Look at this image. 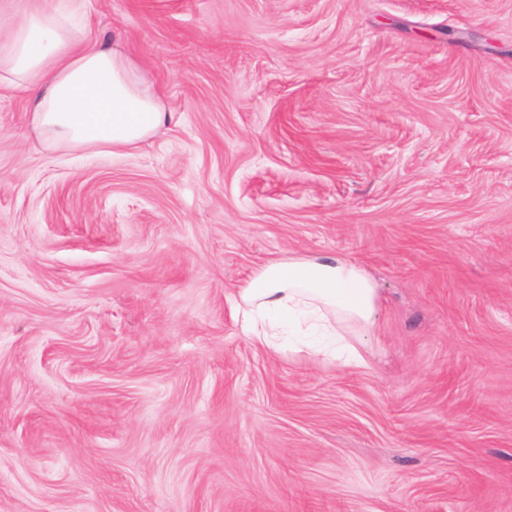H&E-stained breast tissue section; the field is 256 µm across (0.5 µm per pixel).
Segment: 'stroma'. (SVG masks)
<instances>
[{
    "label": "stroma",
    "instance_id": "35a3bbf8",
    "mask_svg": "<svg viewBox=\"0 0 512 512\" xmlns=\"http://www.w3.org/2000/svg\"><path fill=\"white\" fill-rule=\"evenodd\" d=\"M175 120L45 152L0 89V512H512V0H83ZM374 283L366 364L242 329ZM245 329L272 345L270 338L288 333L305 336L308 352L344 357L360 367L365 359L345 337V322L373 326L379 296L360 267L339 256L272 263L239 291Z\"/></svg>",
    "mask_w": 512,
    "mask_h": 512
}]
</instances>
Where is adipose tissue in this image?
Wrapping results in <instances>:
<instances>
[{
  "label": "adipose tissue",
  "mask_w": 512,
  "mask_h": 512,
  "mask_svg": "<svg viewBox=\"0 0 512 512\" xmlns=\"http://www.w3.org/2000/svg\"><path fill=\"white\" fill-rule=\"evenodd\" d=\"M0 86L30 102L32 125L51 152L132 148L172 118L130 55L93 41L73 14L47 6L11 21L7 47L0 51ZM239 297L245 329L259 339L300 336L308 351L340 355L351 367L364 365L345 325L372 327L379 296L353 261L325 256L276 262L240 289Z\"/></svg>",
  "instance_id": "1"
}]
</instances>
